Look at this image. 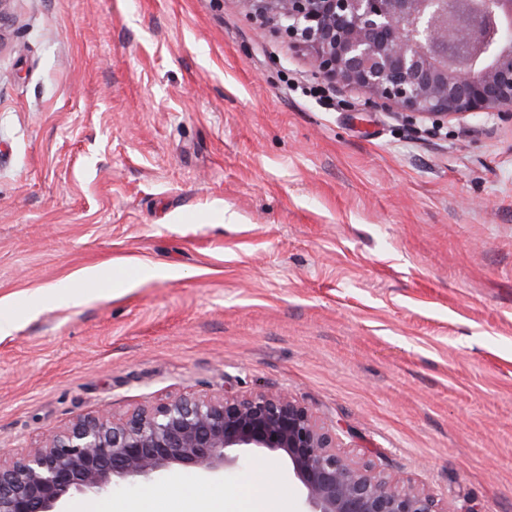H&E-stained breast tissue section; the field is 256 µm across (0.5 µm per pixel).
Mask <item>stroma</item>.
<instances>
[{
  "mask_svg": "<svg viewBox=\"0 0 512 512\" xmlns=\"http://www.w3.org/2000/svg\"><path fill=\"white\" fill-rule=\"evenodd\" d=\"M91 267L120 288L69 287ZM0 303L2 456L229 385L455 512H512V118L366 108L241 0H12ZM249 480L303 512L258 452L68 508L237 512Z\"/></svg>",
  "mask_w": 512,
  "mask_h": 512,
  "instance_id": "obj_1",
  "label": "stroma"
}]
</instances>
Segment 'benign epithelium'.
Listing matches in <instances>:
<instances>
[{"label":"benign epithelium","instance_id":"obj_1","mask_svg":"<svg viewBox=\"0 0 512 512\" xmlns=\"http://www.w3.org/2000/svg\"><path fill=\"white\" fill-rule=\"evenodd\" d=\"M333 87L368 108L443 122L512 118V0H241ZM283 458L305 512H455L339 451V427L285 392L176 394L126 417L81 418L0 458V512H67L78 494L193 470L217 478L245 452Z\"/></svg>","mask_w":512,"mask_h":512}]
</instances>
